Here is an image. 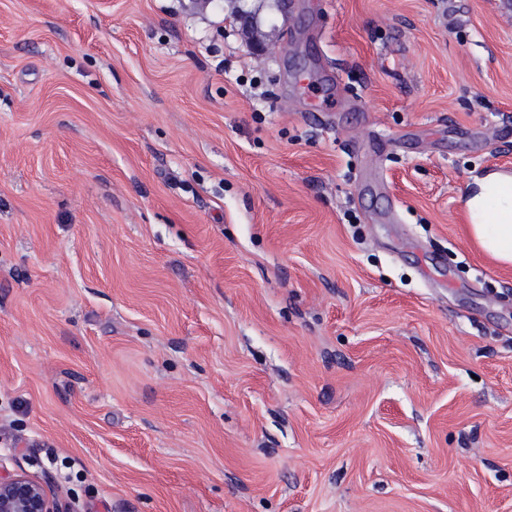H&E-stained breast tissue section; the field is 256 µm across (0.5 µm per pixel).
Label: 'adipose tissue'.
<instances>
[{
	"instance_id": "obj_1",
	"label": "adipose tissue",
	"mask_w": 512,
	"mask_h": 512,
	"mask_svg": "<svg viewBox=\"0 0 512 512\" xmlns=\"http://www.w3.org/2000/svg\"><path fill=\"white\" fill-rule=\"evenodd\" d=\"M461 203L469 239L485 255L512 265V174L494 170L472 178Z\"/></svg>"
}]
</instances>
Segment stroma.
I'll return each mask as SVG.
<instances>
[{
	"label": "stroma",
	"mask_w": 512,
	"mask_h": 512,
	"mask_svg": "<svg viewBox=\"0 0 512 512\" xmlns=\"http://www.w3.org/2000/svg\"><path fill=\"white\" fill-rule=\"evenodd\" d=\"M244 7L0 0V475L512 512V266L459 202L512 170V0Z\"/></svg>",
	"instance_id": "1"
}]
</instances>
